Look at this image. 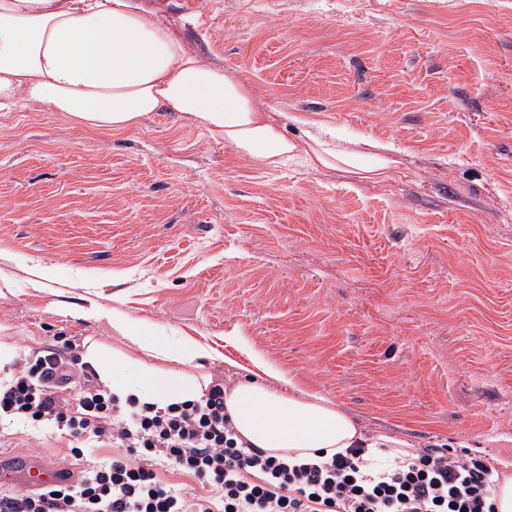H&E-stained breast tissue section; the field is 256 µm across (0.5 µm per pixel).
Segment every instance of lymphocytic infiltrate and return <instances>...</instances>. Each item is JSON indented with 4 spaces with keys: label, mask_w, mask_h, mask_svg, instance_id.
<instances>
[{
    "label": "lymphocytic infiltrate",
    "mask_w": 512,
    "mask_h": 512,
    "mask_svg": "<svg viewBox=\"0 0 512 512\" xmlns=\"http://www.w3.org/2000/svg\"><path fill=\"white\" fill-rule=\"evenodd\" d=\"M68 437L59 484L0 489V512H496L491 466L433 448L372 469L361 449L288 460L240 439L224 385L158 407L120 400L98 383L70 342L20 354L0 385V418ZM116 448L110 458L94 449ZM192 477L197 489L165 480Z\"/></svg>",
    "instance_id": "lymphocytic-infiltrate-1"
}]
</instances>
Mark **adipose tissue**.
<instances>
[{
    "label": "adipose tissue",
    "mask_w": 512,
    "mask_h": 512,
    "mask_svg": "<svg viewBox=\"0 0 512 512\" xmlns=\"http://www.w3.org/2000/svg\"><path fill=\"white\" fill-rule=\"evenodd\" d=\"M29 102L101 132L131 128L151 112H177L271 168L299 157L314 170L339 165L377 182L393 165L341 145L321 125L308 131L305 143L288 138L291 115L275 120L259 111L242 82L190 53L135 0H0V109ZM109 322L146 359L140 372L126 377L88 353L113 394L160 407L203 395L206 382L184 373L207 358L202 345L163 340L118 310ZM252 363L250 380L224 391V410L242 440L290 459L363 448L374 467L407 455L408 442L367 435L356 416L298 388L262 356L253 355Z\"/></svg>",
    "instance_id": "1"
}]
</instances>
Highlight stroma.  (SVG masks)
<instances>
[{"label":"stroma","instance_id":"35a3bbf8","mask_svg":"<svg viewBox=\"0 0 512 512\" xmlns=\"http://www.w3.org/2000/svg\"><path fill=\"white\" fill-rule=\"evenodd\" d=\"M136 2L288 137L393 145L391 176L264 168L176 112L0 110V380L58 336L137 358L117 309L214 351L192 375L256 352L370 433L512 463V0ZM67 446L0 423V458Z\"/></svg>","mask_w":512,"mask_h":512}]
</instances>
